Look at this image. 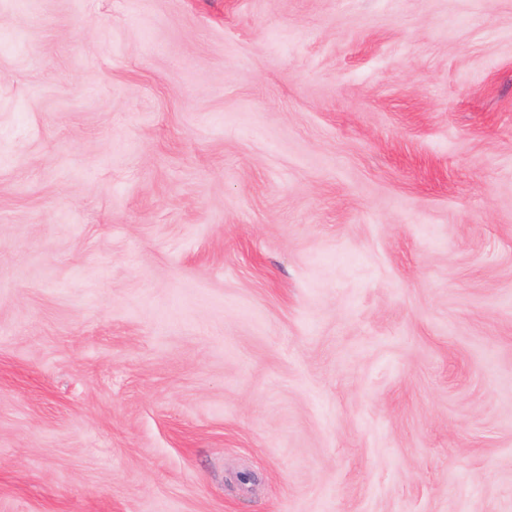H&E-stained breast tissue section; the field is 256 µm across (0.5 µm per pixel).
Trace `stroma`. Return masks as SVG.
I'll use <instances>...</instances> for the list:
<instances>
[{
	"label": "stroma",
	"mask_w": 512,
	"mask_h": 512,
	"mask_svg": "<svg viewBox=\"0 0 512 512\" xmlns=\"http://www.w3.org/2000/svg\"><path fill=\"white\" fill-rule=\"evenodd\" d=\"M0 512H512V0H0Z\"/></svg>",
	"instance_id": "1"
}]
</instances>
